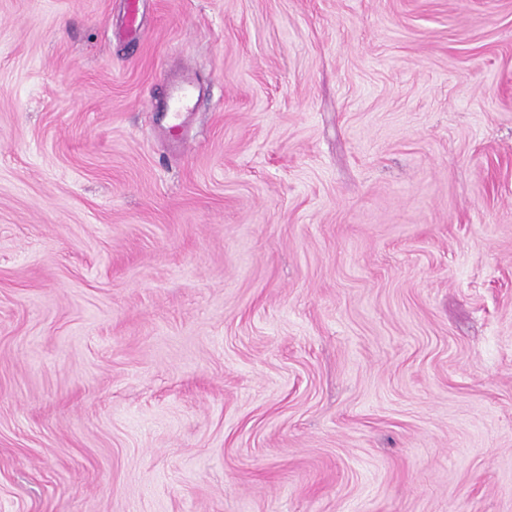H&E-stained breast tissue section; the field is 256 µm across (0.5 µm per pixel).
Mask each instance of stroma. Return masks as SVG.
<instances>
[{
    "instance_id": "35a3bbf8",
    "label": "stroma",
    "mask_w": 512,
    "mask_h": 512,
    "mask_svg": "<svg viewBox=\"0 0 512 512\" xmlns=\"http://www.w3.org/2000/svg\"><path fill=\"white\" fill-rule=\"evenodd\" d=\"M139 20L0 0V512H512V0ZM168 101L173 105L172 118L176 120L180 112H189L198 86L189 75L168 76L164 84Z\"/></svg>"
}]
</instances>
